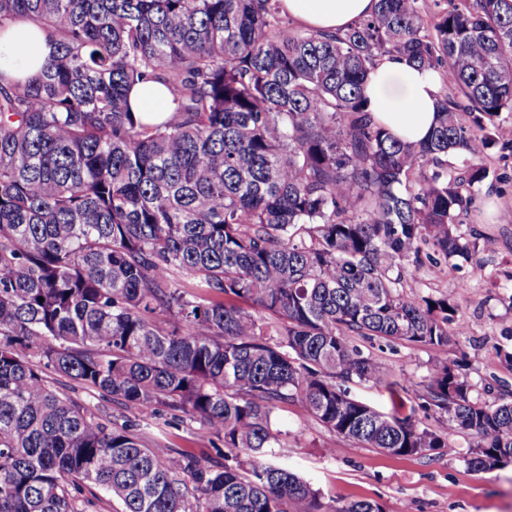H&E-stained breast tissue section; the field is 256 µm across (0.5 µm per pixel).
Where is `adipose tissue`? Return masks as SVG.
Listing matches in <instances>:
<instances>
[{"mask_svg": "<svg viewBox=\"0 0 512 512\" xmlns=\"http://www.w3.org/2000/svg\"><path fill=\"white\" fill-rule=\"evenodd\" d=\"M377 0H282L288 15L302 26L317 31L346 29L355 20L371 15ZM53 51L38 28L18 22L0 31V74L20 78L36 73ZM439 95L437 76L402 57L386 56L370 75L368 96L373 118L394 136L416 143L427 138L435 119ZM170 95L156 82L134 88L132 111L145 121L167 117Z\"/></svg>", "mask_w": 512, "mask_h": 512, "instance_id": "ef3b65f1", "label": "adipose tissue"}]
</instances>
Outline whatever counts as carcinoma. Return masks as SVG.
Instances as JSON below:
<instances>
[{
    "instance_id": "1",
    "label": "carcinoma",
    "mask_w": 512,
    "mask_h": 512,
    "mask_svg": "<svg viewBox=\"0 0 512 512\" xmlns=\"http://www.w3.org/2000/svg\"><path fill=\"white\" fill-rule=\"evenodd\" d=\"M420 2L377 0L328 34L287 28L281 0H0V28L53 45L37 73L0 75V512H331L273 461V410L294 401L363 448L465 434L472 471L512 458V392L473 396L444 358L467 324L403 275L425 248L433 273L477 263L462 216L489 177L475 144L512 114V0H459L430 26ZM385 55L448 85L424 142L370 115ZM146 80L172 96L160 124L129 106ZM354 337L438 355L411 414L351 395L393 387ZM48 369L145 419L200 420L233 463L145 445Z\"/></svg>"
}]
</instances>
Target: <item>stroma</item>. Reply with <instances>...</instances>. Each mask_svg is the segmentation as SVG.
<instances>
[{
	"mask_svg": "<svg viewBox=\"0 0 512 512\" xmlns=\"http://www.w3.org/2000/svg\"><path fill=\"white\" fill-rule=\"evenodd\" d=\"M488 179L473 195L463 219L464 230L488 241L480 251L477 267L449 270L442 279L431 276L429 264L407 265L408 290L421 295H450L468 333L453 337L449 359H466L470 376L483 396V386L499 379L512 389V366L502 351H512V150L492 146L482 157ZM503 206L500 223L482 219L487 200ZM363 353L380 359L391 380L404 387L405 405L415 403V392L435 362L434 352L424 346L391 344L377 339L359 341ZM60 392L82 403L104 422L124 424L135 419L134 408L126 407L77 383L59 379ZM283 432L279 459L308 479L325 503L342 507L354 500H373L383 512H512V462L494 470L476 473L466 463L472 440L451 437L446 447L423 455L392 456L374 449H357L355 444L334 436L300 402L282 403L273 413ZM143 442L161 439L173 448L194 453L202 462L223 464L201 422L188 417L168 416L138 427ZM334 454H325L327 446Z\"/></svg>",
	"mask_w": 512,
	"mask_h": 512,
	"instance_id": "obj_1",
	"label": "stroma"
}]
</instances>
